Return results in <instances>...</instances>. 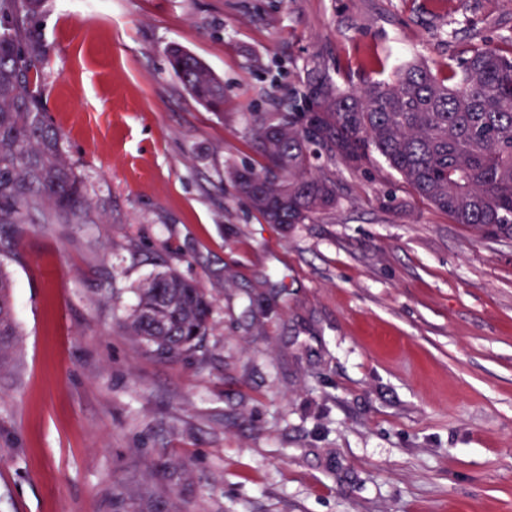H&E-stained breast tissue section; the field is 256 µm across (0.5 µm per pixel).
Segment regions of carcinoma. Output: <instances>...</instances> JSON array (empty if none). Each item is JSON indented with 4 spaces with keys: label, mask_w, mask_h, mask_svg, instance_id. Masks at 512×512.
<instances>
[{
    "label": "carcinoma",
    "mask_w": 512,
    "mask_h": 512,
    "mask_svg": "<svg viewBox=\"0 0 512 512\" xmlns=\"http://www.w3.org/2000/svg\"><path fill=\"white\" fill-rule=\"evenodd\" d=\"M41 0H0V255L22 224H94L81 178L47 121L40 81L45 48L34 20ZM508 48H474L442 68L408 61L344 89L306 64L285 112H252L259 166L229 171L237 192L269 224H305L336 207V164L352 171L381 156L420 198L483 239H512V36ZM173 73L209 111L224 113V83L179 44ZM210 301L173 270L138 289L129 335L160 359H176L207 335ZM19 332L13 285L0 270V371Z\"/></svg>",
    "instance_id": "1"
}]
</instances>
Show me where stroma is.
I'll return each mask as SVG.
<instances>
[{
  "instance_id": "35a3bbf8",
  "label": "stroma",
  "mask_w": 512,
  "mask_h": 512,
  "mask_svg": "<svg viewBox=\"0 0 512 512\" xmlns=\"http://www.w3.org/2000/svg\"><path fill=\"white\" fill-rule=\"evenodd\" d=\"M41 88L95 224H26L0 262L19 350L0 372V512H512V241L488 242L383 159L339 203L268 224L262 161L313 57L438 67L512 35V0H42ZM178 43L224 114L169 70ZM174 269L212 296L175 360L123 323ZM165 54L173 73L209 111L224 114V83L201 60L179 44H169Z\"/></svg>"
}]
</instances>
